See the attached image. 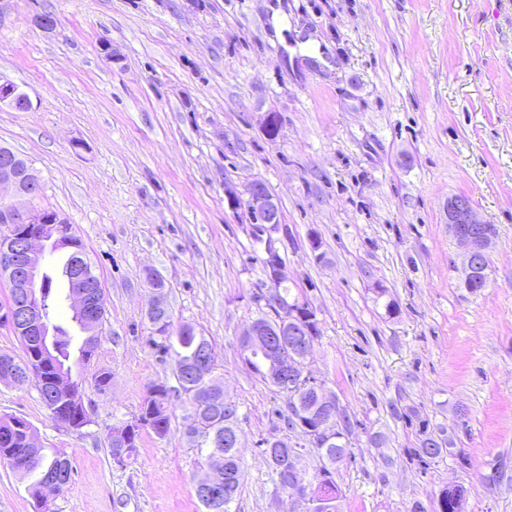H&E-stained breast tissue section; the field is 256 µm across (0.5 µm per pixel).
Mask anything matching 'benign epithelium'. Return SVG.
Here are the masks:
<instances>
[{
  "label": "benign epithelium",
  "mask_w": 512,
  "mask_h": 512,
  "mask_svg": "<svg viewBox=\"0 0 512 512\" xmlns=\"http://www.w3.org/2000/svg\"><path fill=\"white\" fill-rule=\"evenodd\" d=\"M0 189L11 194V200L0 197V225L6 228L0 236V279L10 285V299L4 313L5 321L18 336L24 337L32 363L18 366L5 360L0 363V380L23 386L30 382L44 388L55 377L43 373L52 367L56 331L46 319L42 306V288L49 272L47 258L52 254L78 255V249L64 238L60 230L62 218L45 209L28 205L37 197L42 183L32 169L19 171L10 164L0 166ZM247 208L261 233L287 231L282 224L278 205L264 183L252 182L246 189ZM480 221L475 218L470 199L456 196L448 203V230L464 249L462 272L472 275L479 267L482 256L490 252L491 240L476 235L475 227ZM264 269L268 280L279 286L285 281L283 265L276 249L266 248ZM68 285V301L79 317V327L84 336H98L104 320L103 301L93 292L102 287L96 280L86 258L71 261L62 268ZM316 316L312 308L298 300L288 304L283 321L269 329L266 323L252 321L240 334L238 343L243 356L258 352L265 366L266 377L281 386L293 389L296 386L313 389L319 400L321 415L311 423L303 421L296 411L288 412V430L296 437L281 443L286 449L288 474L293 488L289 498L295 504L309 505L302 479L304 469L301 462L313 448H325L339 438L334 427L338 407L335 398L328 394L309 370V356L314 343L308 337L316 335ZM189 371L198 379L196 392L202 399L215 396L224 398V411L234 413L237 404L227 396L223 388L215 386L210 379L203 357L192 362ZM215 475L201 479L197 489L218 500L223 480V457L215 452L212 462Z\"/></svg>",
  "instance_id": "benign-epithelium-1"
}]
</instances>
